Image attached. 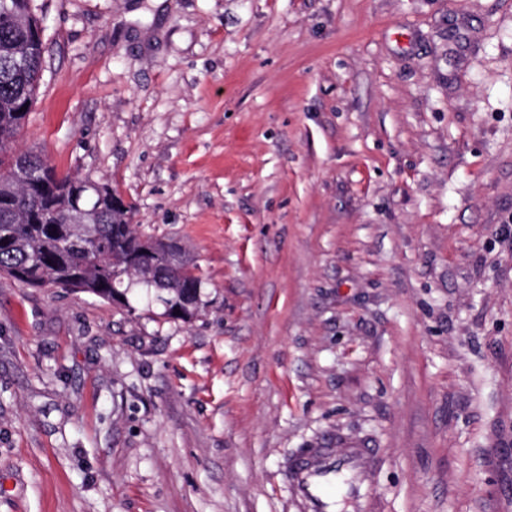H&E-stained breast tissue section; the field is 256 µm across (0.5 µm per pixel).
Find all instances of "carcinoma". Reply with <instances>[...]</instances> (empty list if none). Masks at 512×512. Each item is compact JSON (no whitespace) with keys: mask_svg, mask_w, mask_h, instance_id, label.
Returning <instances> with one entry per match:
<instances>
[{"mask_svg":"<svg viewBox=\"0 0 512 512\" xmlns=\"http://www.w3.org/2000/svg\"><path fill=\"white\" fill-rule=\"evenodd\" d=\"M41 25L32 0H0V273L110 303L126 296L131 279L156 290L169 313L193 311L201 288L194 265L138 233L112 186L62 176L47 157L16 149L43 68Z\"/></svg>","mask_w":512,"mask_h":512,"instance_id":"obj_1","label":"carcinoma"}]
</instances>
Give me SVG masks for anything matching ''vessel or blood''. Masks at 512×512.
<instances>
[{
	"label": "vessel or blood",
	"mask_w": 512,
	"mask_h": 512,
	"mask_svg": "<svg viewBox=\"0 0 512 512\" xmlns=\"http://www.w3.org/2000/svg\"><path fill=\"white\" fill-rule=\"evenodd\" d=\"M337 464L343 465L348 479L342 495L349 512H367L373 457L369 449L356 446L312 448L295 458L288 482L303 512H334L330 478Z\"/></svg>",
	"instance_id": "1"
}]
</instances>
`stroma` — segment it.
<instances>
[{"mask_svg":"<svg viewBox=\"0 0 512 512\" xmlns=\"http://www.w3.org/2000/svg\"><path fill=\"white\" fill-rule=\"evenodd\" d=\"M19 148L109 183L190 319L0 275V512H512V0H36ZM336 463L344 466L348 479L342 490L346 509L351 512H367L373 457L369 448H310L295 458L288 482L292 494L303 512H333L335 505L328 499L333 492L330 487L331 470Z\"/></svg>","mask_w":512,"mask_h":512,"instance_id":"obj_1","label":"stroma"}]
</instances>
